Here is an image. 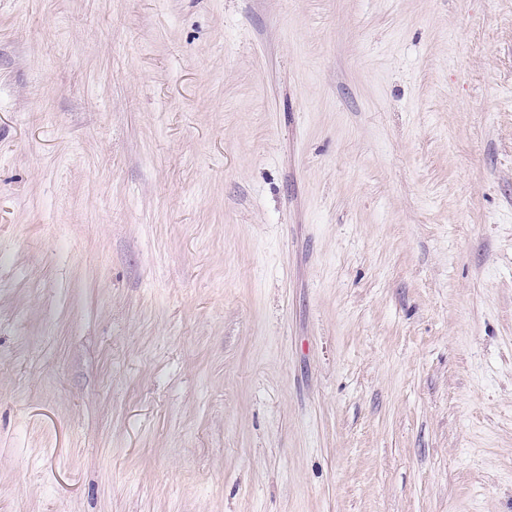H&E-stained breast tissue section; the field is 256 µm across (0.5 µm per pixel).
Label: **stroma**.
I'll return each instance as SVG.
<instances>
[{
	"instance_id": "35a3bbf8",
	"label": "stroma",
	"mask_w": 512,
	"mask_h": 512,
	"mask_svg": "<svg viewBox=\"0 0 512 512\" xmlns=\"http://www.w3.org/2000/svg\"><path fill=\"white\" fill-rule=\"evenodd\" d=\"M0 512H512V0H0Z\"/></svg>"
}]
</instances>
